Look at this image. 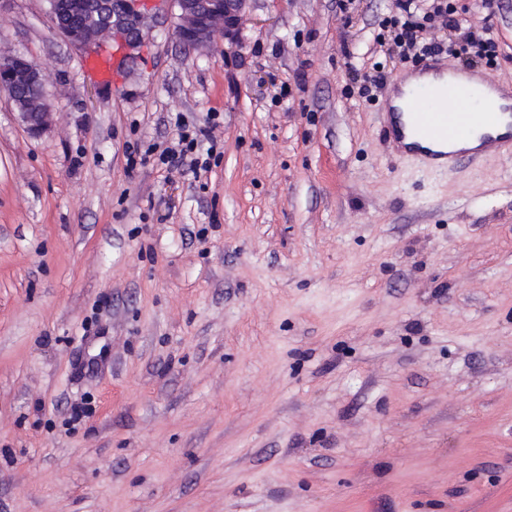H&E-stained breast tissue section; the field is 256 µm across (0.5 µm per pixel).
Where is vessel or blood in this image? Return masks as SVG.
<instances>
[{
    "instance_id": "obj_1",
    "label": "vessel or blood",
    "mask_w": 512,
    "mask_h": 512,
    "mask_svg": "<svg viewBox=\"0 0 512 512\" xmlns=\"http://www.w3.org/2000/svg\"><path fill=\"white\" fill-rule=\"evenodd\" d=\"M83 70L108 82L114 76L104 54L86 57ZM497 81L475 68L447 71L439 82L418 80L407 84L405 112L385 105L380 116L398 154L414 157L426 173L444 176L467 165L479 169L485 154L512 156V109L495 99ZM507 127V135L492 137V130ZM484 130L482 145L468 148L477 130Z\"/></svg>"
}]
</instances>
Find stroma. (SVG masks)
Masks as SVG:
<instances>
[{"label":"stroma","mask_w":512,"mask_h":512,"mask_svg":"<svg viewBox=\"0 0 512 512\" xmlns=\"http://www.w3.org/2000/svg\"><path fill=\"white\" fill-rule=\"evenodd\" d=\"M455 3L512 83V0ZM391 9L254 0L234 63L165 11L104 84L0 0L54 112L0 92V512H512V160L388 149ZM176 115L210 169L129 166ZM52 113L50 109L44 112H17L27 132L34 137L42 135L48 129Z\"/></svg>","instance_id":"obj_1"}]
</instances>
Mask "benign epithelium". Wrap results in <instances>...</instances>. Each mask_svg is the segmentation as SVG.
<instances>
[{"instance_id": "7a95c632", "label": "benign epithelium", "mask_w": 512, "mask_h": 512, "mask_svg": "<svg viewBox=\"0 0 512 512\" xmlns=\"http://www.w3.org/2000/svg\"><path fill=\"white\" fill-rule=\"evenodd\" d=\"M47 13L56 30L78 52L87 55L114 41L133 58L132 51L142 46L149 23L154 19L147 0H99L100 13L87 9L86 0H47ZM177 10L175 33L188 47L210 44L224 38V56L237 60L245 45L243 30L249 19L251 0H169ZM33 85L45 84L44 72L25 55L10 52L0 55V87L18 79ZM18 117L27 132L38 137L50 126L52 111L20 112Z\"/></svg>"}]
</instances>
